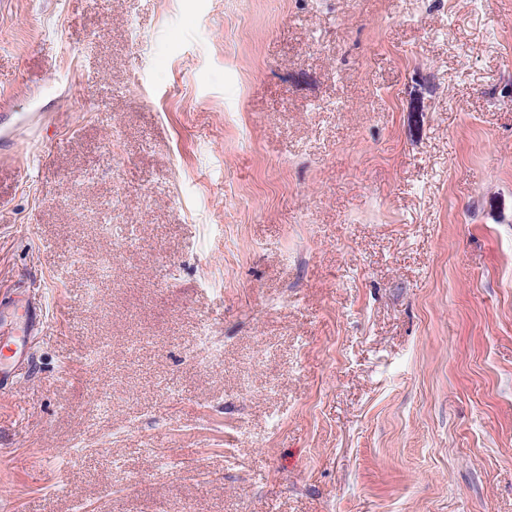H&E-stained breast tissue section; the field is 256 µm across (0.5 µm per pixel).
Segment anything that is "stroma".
Instances as JSON below:
<instances>
[{
  "instance_id": "1",
  "label": "stroma",
  "mask_w": 512,
  "mask_h": 512,
  "mask_svg": "<svg viewBox=\"0 0 512 512\" xmlns=\"http://www.w3.org/2000/svg\"><path fill=\"white\" fill-rule=\"evenodd\" d=\"M1 98L0 512H512V0H0ZM43 323V307L33 298L23 294L0 298V391L11 389L22 367L29 364L26 346Z\"/></svg>"
}]
</instances>
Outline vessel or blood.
Here are the masks:
<instances>
[{
	"label": "vessel or blood",
	"instance_id": "1",
	"mask_svg": "<svg viewBox=\"0 0 512 512\" xmlns=\"http://www.w3.org/2000/svg\"><path fill=\"white\" fill-rule=\"evenodd\" d=\"M43 307L31 297L16 294L0 298V391L11 389L29 358L31 336L41 331Z\"/></svg>",
	"mask_w": 512,
	"mask_h": 512
}]
</instances>
